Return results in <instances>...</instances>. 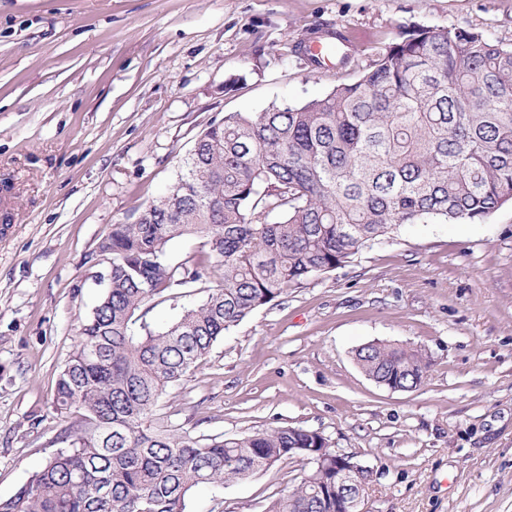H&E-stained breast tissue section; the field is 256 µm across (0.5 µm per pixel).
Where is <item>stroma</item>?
Masks as SVG:
<instances>
[{"instance_id": "stroma-1", "label": "stroma", "mask_w": 512, "mask_h": 512, "mask_svg": "<svg viewBox=\"0 0 512 512\" xmlns=\"http://www.w3.org/2000/svg\"><path fill=\"white\" fill-rule=\"evenodd\" d=\"M418 27L512 44V0H0V498L63 446L55 382L103 293L111 225L173 186L210 122L323 97ZM335 29L346 65L296 53ZM372 341L425 350L423 384L368 379L355 352ZM159 411L198 434L321 433L372 470L363 512H512V203L403 225L290 289ZM304 471L195 489L187 512H264Z\"/></svg>"}]
</instances>
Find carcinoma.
Segmentation results:
<instances>
[{"instance_id": "obj_1", "label": "carcinoma", "mask_w": 512, "mask_h": 512, "mask_svg": "<svg viewBox=\"0 0 512 512\" xmlns=\"http://www.w3.org/2000/svg\"><path fill=\"white\" fill-rule=\"evenodd\" d=\"M512 201V44L465 28H415L352 83L302 105L229 112L183 160L173 188L98 243L105 290L59 375L65 442L0 512H186L313 448L322 466L265 512H342L326 437L280 427L234 437L178 432L157 413L224 333L255 310L344 266L404 224L483 221ZM200 240L180 260L170 244ZM219 279H214L215 271ZM204 294L162 330L148 303ZM370 379L421 386V349L372 342Z\"/></svg>"}]
</instances>
